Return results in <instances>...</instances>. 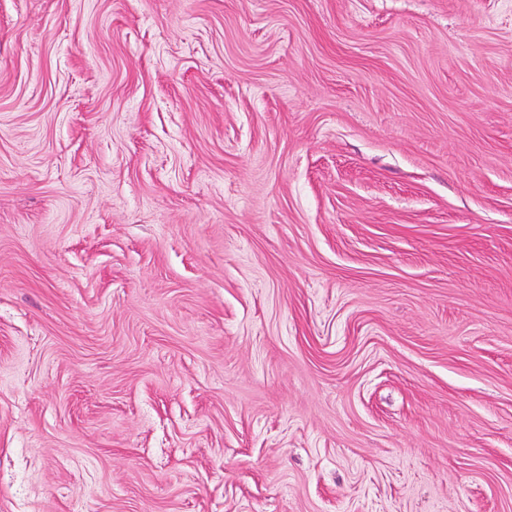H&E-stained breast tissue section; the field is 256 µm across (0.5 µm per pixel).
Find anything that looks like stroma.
<instances>
[{
	"instance_id": "1",
	"label": "stroma",
	"mask_w": 512,
	"mask_h": 512,
	"mask_svg": "<svg viewBox=\"0 0 512 512\" xmlns=\"http://www.w3.org/2000/svg\"><path fill=\"white\" fill-rule=\"evenodd\" d=\"M0 512H512V0H0Z\"/></svg>"
}]
</instances>
